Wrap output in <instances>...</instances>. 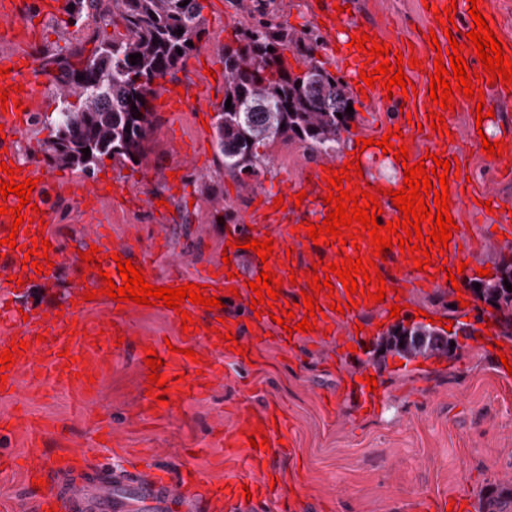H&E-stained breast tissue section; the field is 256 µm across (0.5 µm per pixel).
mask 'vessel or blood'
I'll use <instances>...</instances> for the list:
<instances>
[{
  "label": "vessel or blood",
  "instance_id": "1",
  "mask_svg": "<svg viewBox=\"0 0 512 512\" xmlns=\"http://www.w3.org/2000/svg\"><path fill=\"white\" fill-rule=\"evenodd\" d=\"M349 0H311L309 13L313 19L322 23L321 30L328 37L330 46L336 47L335 59L344 66L349 82H357L359 70L364 59L356 48L351 47L350 41L357 32L367 34L377 33L375 23L366 24L354 21L343 10ZM428 4L437 8L456 5L454 15L456 27L452 39H441V48H448L450 40L466 44L467 32H470L473 20L469 14V0H427ZM24 0H0V34L9 35L27 28L30 24L25 16ZM439 22H430L427 29L417 35V48H410L407 42L400 39L390 41V51H401L403 60L417 58L421 60L420 70H407L408 78L423 76V83L417 84V94L412 98H404L401 87L386 91L382 86L367 89L365 102L369 111L378 110L385 100L398 103L401 113L396 121L397 128L407 136L411 161H424L427 168H434L433 157L444 154L446 159H454V152L448 151V135L439 134L430 128V112L433 105L430 101V85L425 78L434 73L435 51L429 46L430 31H441ZM26 54H7L0 57L1 68H10V75L0 73V87L10 89V106L6 112H0V163H11L16 159L11 148L16 139L24 132L28 115L27 108L32 107L37 99V82L33 80V67L28 64ZM23 85V92H16V85ZM454 110L445 111L446 119H453L455 111L465 114L462 131L467 137L477 135L476 106L485 104L486 108L500 110L503 101L512 98V87L504 88L496 84L485 91L484 101L465 98L461 93H454ZM323 171L317 170L304 177L300 182L281 184L277 191L265 192L258 196L254 208L244 217L242 223L226 227L225 241L244 240L250 237L264 238L271 236L274 240V254L268 260L270 269L274 270L280 279H287L291 267L286 258L288 248L308 249L311 260H321L324 263L337 261L339 254L349 256L363 255L370 257L372 247L369 239H361L359 248L345 246L337 250L336 246H312L307 235L298 234L297 228L303 221L309 220L319 224L329 212L322 198L328 190L323 180ZM37 179L38 184L33 189L31 200L37 203L39 209L50 210L49 192L51 181L41 180L31 165H23L17 172V181ZM450 213L455 220H462L464 211L480 212L485 206H492L499 214L503 223L512 222V213L503 205L502 197L490 189H476L463 179H453L449 182ZM305 192L306 197L302 206H294L291 196ZM285 198L283 208H275V195ZM11 216H0V352L11 348L13 343L27 341L28 347L22 355L16 356L11 369L6 372L7 380L0 385V396L14 393L21 384L33 381H49L76 395L88 394L94 390L96 381L102 380L104 370L96 361L98 345L114 349L116 338H130L131 326L127 315L135 311L134 303L116 302L102 296L92 301L83 300L82 294L86 289H97L101 286L99 277H92L87 284L73 287L61 301L45 303L28 296L27 283L36 281L42 285L56 282L62 268H75L81 263L78 255L67 253L58 238H51L50 259L52 268L35 272L32 267L23 266L25 251L32 246V235L39 231V224H29L27 232L19 233L16 242L17 250H10L3 240L9 232L8 225ZM463 240L461 231H454L453 237L447 244L444 257L436 258L434 266L427 271L414 269L411 261L405 260L399 250L388 251L386 261L377 262L376 267L383 273L389 292L383 302H361L359 307L349 308L347 293L344 287H337L334 295L319 294L318 301L323 307V315L317 316V331L311 334L301 332L287 333L274 323L269 315L255 316L250 309L253 293L242 277H228L222 260H215L196 273H188L181 260L172 256L171 248L166 237L157 235L147 243L136 246L125 243H111L105 226L99 225L88 235L86 245L97 246L103 257L101 267L109 272L112 279H119L115 259L137 258L139 266L150 268L155 257L168 256V271L165 275L153 278L156 286L179 287L188 283L207 285L208 295L219 296L229 309L230 316L221 331H233L236 341L247 347L248 355L239 359L240 364L252 362V352L259 345L260 338L274 335L284 353H295L306 340L320 341L323 339L335 342L336 351L329 359L330 364H337L351 359V347L366 349L375 332L373 322L367 321L368 313H388L390 305H404L409 301V291L413 288H443L447 281L445 275L439 274L445 259L454 258L459 244ZM236 288L238 296H230L229 288ZM346 306V313L330 311V304ZM99 310L96 321L86 319L88 310ZM174 350L167 358L177 361L181 366L182 379H169V389L178 392L180 397L193 398L204 392L208 386L223 380L224 369L222 356L228 355L226 342L218 340L216 334L207 328H199L173 338ZM193 349L194 357H185V349ZM345 396L355 404L357 410L376 413L382 403L381 393L368 391L360 375H353L344 388ZM240 416L232 426L220 433V439L225 452L231 457H242L243 470L241 473L228 477L222 487L213 489L212 495L224 512H251L254 505L266 501H274L277 512H302V504L298 499L287 493V486L299 484L300 469L297 465L298 453L292 437L287 434L288 420L285 409L276 402L269 401L255 407L250 403L239 404ZM262 427L269 439L268 449L253 448L247 437L248 432L255 427ZM41 424L32 423L30 426L29 446L31 453L28 457L27 478H42L47 469L41 461L38 452L41 443ZM288 458L291 467L283 469L277 463L278 458ZM146 468L142 476L115 477L103 475L90 482L73 486L68 497L76 512H131V502H138L143 512H170L177 501H185L188 494L184 485L175 482L169 470L157 466L154 458L144 461ZM250 489L251 499H244L243 489ZM455 508L456 512H469L470 504L467 494L460 493L455 497L428 496L418 500V512H446L447 508Z\"/></svg>",
  "mask_w": 512,
  "mask_h": 512
}]
</instances>
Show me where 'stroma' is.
Segmentation results:
<instances>
[{
    "instance_id": "35a3bbf8",
    "label": "stroma",
    "mask_w": 512,
    "mask_h": 512,
    "mask_svg": "<svg viewBox=\"0 0 512 512\" xmlns=\"http://www.w3.org/2000/svg\"><path fill=\"white\" fill-rule=\"evenodd\" d=\"M52 2L54 11L43 19L36 40L0 39V52L29 54L41 66L76 47L92 50L94 42L111 41L123 31L121 22L109 26L95 16L73 25L61 0ZM352 2L357 20L380 24L392 38L412 37L427 23L422 0ZM202 3L207 33L197 56L220 72L224 47L247 21L245 8L253 0ZM178 78L197 98L182 112L153 100V130L145 143V160L126 166L102 159L93 168L94 174L124 183L137 204L128 207L104 197L91 211L76 201L70 189L71 184L86 183L88 175L49 164L42 150L52 115L65 105L55 81L46 82L15 150L21 160H36L46 176L60 173L69 180L68 188L51 197L52 231L67 250L78 249L92 226L103 224L116 241L165 233L188 270L202 268L222 251L225 225L239 223L252 210L257 193L285 180L299 182L321 164V157L301 143L277 140L264 147L265 161L258 175L241 182L225 174L213 135L205 130L217 121L224 86L191 63ZM353 108L350 129L335 146L339 158L347 155L354 134L377 133L381 124L396 120L399 113L392 102L376 112L367 111L359 101ZM454 147L466 157L471 180L497 187L504 199L512 201V156H484L476 144L463 139ZM175 168L183 173L177 189L168 180ZM497 220L494 214H466L463 235L472 245L460 250L458 260L495 270L512 258L511 246L489 239ZM127 321L132 327L130 347L109 357L102 385L83 401L48 382L25 385L0 397V411L55 425V432L43 437V459L54 460L72 449L96 460L98 428L108 423L120 440L110 459L116 470L149 449H161L158 463L173 476L188 470L199 473L196 494L202 499L229 470L218 433L229 422L232 407L246 400L257 404L275 400L287 407L292 421L304 466V480L294 491L306 501V512H322L327 500L333 501V512H411L418 496L459 491L471 496V512H489L487 504L492 500L512 503V379L498 375L489 353L499 338L498 327H490L482 341L460 338L455 357L437 363L414 360L403 366L391 356L385 369L378 370L373 360H366L387 400L378 415L361 419L339 396L350 366H326L325 343L302 345L296 361L284 358L278 345L268 342L260 348L255 365L242 367L225 360L223 382L201 396L182 399L171 392L162 406L145 404L149 380L137 364L138 350L174 338L177 331L158 309L133 312ZM330 393L339 396L333 409L324 404ZM135 407L140 410L136 416L131 413Z\"/></svg>"
}]
</instances>
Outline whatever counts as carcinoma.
Here are the masks:
<instances>
[{"label":"carcinoma","instance_id":"cac0c4a2","mask_svg":"<svg viewBox=\"0 0 512 512\" xmlns=\"http://www.w3.org/2000/svg\"><path fill=\"white\" fill-rule=\"evenodd\" d=\"M100 3L67 0L65 12L77 23L98 10ZM112 7L125 33L94 47L86 57L74 50L56 60L54 79L77 102L58 113L44 143V153L55 165L89 172L105 155L140 163L153 126L154 81L176 79L207 31L200 0H112ZM248 16L253 22L238 28L237 46L224 47V97L232 100L231 108L220 106L214 127L224 171L238 179L259 174L258 148L277 139L297 140L314 153L328 154L353 119L346 113L352 102L347 83L331 76L316 58L322 47L318 38L298 36L274 15L259 16L253 7ZM178 29L183 33H176ZM178 48L182 53L176 52ZM287 51L293 53L301 72L288 64ZM132 54L142 55L135 65ZM84 148L91 151L87 157ZM507 282L512 284V262L502 263L494 278L479 281L480 290L474 295L494 310L500 335L512 339V291L507 290ZM474 332V324L459 320L452 332L397 323L380 338L374 363L383 366L388 354L406 360L420 353L445 355L458 336L467 338ZM403 334L426 338L425 350L398 347L395 338Z\"/></svg>","mask_w":512,"mask_h":512}]
</instances>
